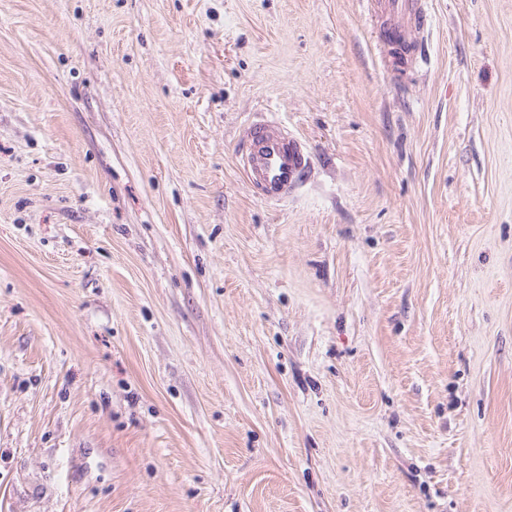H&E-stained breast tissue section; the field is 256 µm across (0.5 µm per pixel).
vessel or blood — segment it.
I'll return each instance as SVG.
<instances>
[{
    "mask_svg": "<svg viewBox=\"0 0 512 512\" xmlns=\"http://www.w3.org/2000/svg\"><path fill=\"white\" fill-rule=\"evenodd\" d=\"M376 22L375 38L393 70L405 71L422 53L421 33L427 21L426 0H366ZM240 157L253 192L265 199L288 198L310 165L302 145L285 127L256 120L241 138Z\"/></svg>",
    "mask_w": 512,
    "mask_h": 512,
    "instance_id": "vessel-or-blood-1",
    "label": "vessel or blood"
}]
</instances>
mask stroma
I'll list each match as a JSON object with an SVG mask.
<instances>
[{
  "label": "stroma",
  "instance_id": "1",
  "mask_svg": "<svg viewBox=\"0 0 512 512\" xmlns=\"http://www.w3.org/2000/svg\"><path fill=\"white\" fill-rule=\"evenodd\" d=\"M427 10L0 0V512H512V0ZM376 21L375 38L393 70L401 73L422 53L426 0H365ZM240 158L244 176L253 192L269 200L288 198L310 165L302 145L285 127L272 120H256L241 138Z\"/></svg>",
  "mask_w": 512,
  "mask_h": 512
}]
</instances>
